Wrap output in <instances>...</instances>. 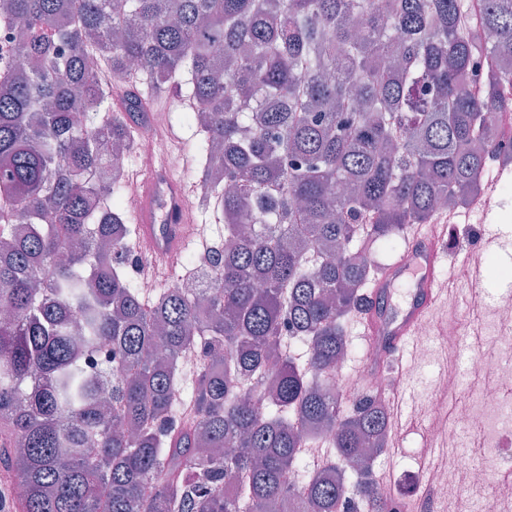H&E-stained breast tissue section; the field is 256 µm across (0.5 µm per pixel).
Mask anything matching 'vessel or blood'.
<instances>
[{
  "mask_svg": "<svg viewBox=\"0 0 512 512\" xmlns=\"http://www.w3.org/2000/svg\"><path fill=\"white\" fill-rule=\"evenodd\" d=\"M126 189L135 204L139 231L133 252L138 277L141 282L161 285L180 264L190 242H207L205 225L195 221L193 198L197 188L172 173L155 176L136 171L127 176ZM453 223V218L446 217L438 224L410 225L402 251L383 268L367 304L356 316L365 341L377 346L380 359L366 363L349 378V398L377 389L384 379L393 398L405 396L413 379L412 355L430 338L432 314L447 306L449 299L458 298L464 288L469 291L467 338L459 346L466 352L472 349L471 338L477 335L478 322L490 305V297L483 290L485 274L475 257L485 253L511 259L512 232L479 231L459 267L446 273L442 267L448 228ZM421 425L418 412L393 415L390 445L394 453L402 452L405 438L418 432Z\"/></svg>",
  "mask_w": 512,
  "mask_h": 512,
  "instance_id": "b4317fda",
  "label": "vessel or blood"
}]
</instances>
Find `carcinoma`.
<instances>
[{"label":"carcinoma","instance_id":"1","mask_svg":"<svg viewBox=\"0 0 512 512\" xmlns=\"http://www.w3.org/2000/svg\"><path fill=\"white\" fill-rule=\"evenodd\" d=\"M461 0H0L24 65L0 64V490L22 512H395L368 452L390 413L346 407L344 321L439 197L482 174V70L512 57V0H485L480 47ZM224 47V61L214 49ZM140 64L183 113L187 170L224 218L207 290L147 303L131 275L126 183L133 94L108 120L102 72ZM481 87L473 97L466 80ZM222 149L230 192L211 182ZM24 224V233L16 232ZM196 345L224 362L187 377ZM106 351L109 399L83 367ZM338 461L307 475L308 430ZM296 480L288 484V470Z\"/></svg>","mask_w":512,"mask_h":512}]
</instances>
